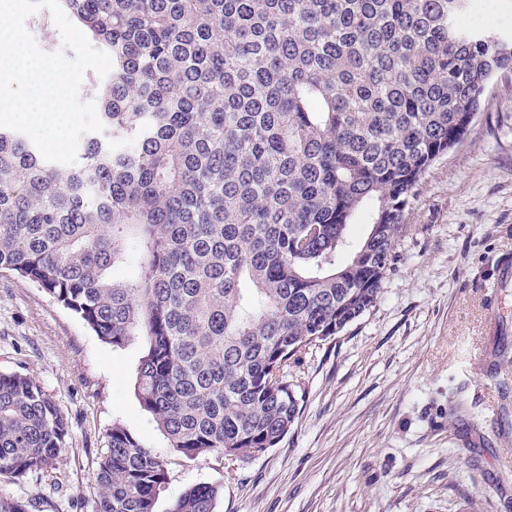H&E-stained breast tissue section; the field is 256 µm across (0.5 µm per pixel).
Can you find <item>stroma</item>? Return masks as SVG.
<instances>
[{"label":"stroma","instance_id":"35a3bbf8","mask_svg":"<svg viewBox=\"0 0 512 512\" xmlns=\"http://www.w3.org/2000/svg\"><path fill=\"white\" fill-rule=\"evenodd\" d=\"M407 236L373 308L296 368L304 396L288 434L264 454L186 459L140 402L143 339L102 342L37 284L0 271V374L37 382L70 425L54 467L0 477L28 512H97V471L113 425L164 461L155 512L197 484L216 512H512V367L491 373L512 295L482 286L512 257V74L496 75L463 141L426 174Z\"/></svg>","mask_w":512,"mask_h":512}]
</instances>
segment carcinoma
<instances>
[{
    "mask_svg": "<svg viewBox=\"0 0 512 512\" xmlns=\"http://www.w3.org/2000/svg\"><path fill=\"white\" fill-rule=\"evenodd\" d=\"M473 2L60 0L112 57L104 131L68 168L0 128V270L107 344L146 338L137 394L184 457L265 453L301 412L290 369L375 306L425 175L512 72V40L463 23ZM69 435L0 374V476L53 466ZM166 480L112 426L98 512H154ZM218 497L195 485L171 512Z\"/></svg>",
    "mask_w": 512,
    "mask_h": 512,
    "instance_id": "1",
    "label": "carcinoma"
}]
</instances>
